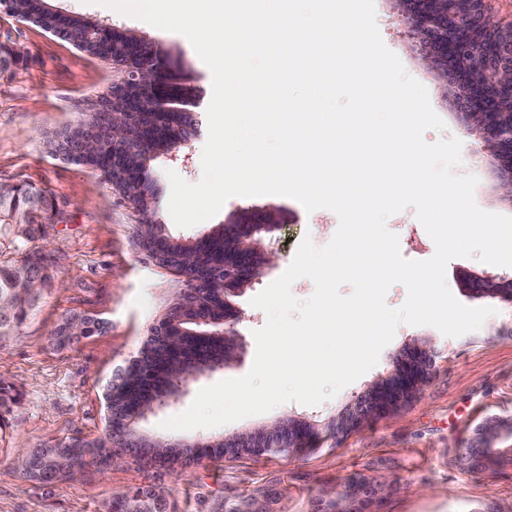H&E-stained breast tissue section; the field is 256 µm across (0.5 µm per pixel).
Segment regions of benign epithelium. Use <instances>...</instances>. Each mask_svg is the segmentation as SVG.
Returning a JSON list of instances; mask_svg holds the SVG:
<instances>
[{"label": "benign epithelium", "instance_id": "1", "mask_svg": "<svg viewBox=\"0 0 512 512\" xmlns=\"http://www.w3.org/2000/svg\"><path fill=\"white\" fill-rule=\"evenodd\" d=\"M485 0H399L400 16L408 36L415 43L426 69L448 92L464 89L466 102L458 117L467 134H477L482 148L472 154V160L495 171L507 187L512 201V23L502 25L495 16L485 11ZM51 34L64 39L75 48L84 47L86 33L72 25L52 27ZM122 68L121 81L112 86V103L105 98H90L85 115L94 117L103 112L112 125V152L93 156L68 155L72 161L100 174L112 173V184H121L123 168L128 155L144 151L155 134L150 124L140 123L134 115L149 98L153 111L173 112L180 120L167 131L169 156L179 157L195 133L198 120L193 112L182 108L183 100L169 89L171 69L156 48L140 42L127 45L124 58L118 62ZM53 203L40 196L32 197L28 207L13 212L10 223H19V217L30 211H47ZM156 211L139 218L136 242L145 256L157 267L177 275L182 282L178 299L188 302L197 295L195 281L189 274L193 257L183 256L177 264L162 259V236L152 233L154 250L144 249L145 229L157 224ZM281 223L280 211L268 205L261 209L243 207L232 213L224 225V254L234 259V265L224 270V367L237 359L242 344L238 325L243 319L229 299L230 293L252 282L261 270L272 265L276 252L269 245L272 233ZM46 269L34 270L23 262L13 271L15 287L20 297L0 298V316L10 318L28 309L46 286ZM464 290L473 298L498 300L512 307V278L493 275L467 274L462 279ZM164 316H159L149 329V336L168 340L178 348L182 341L170 336ZM437 353L436 340L427 337L415 339L393 360V370L358 396L352 410L341 414L327 426L328 435L337 438L358 428L365 421L377 416H392L405 403L421 396L432 375ZM161 403L153 401L133 412L112 415V429L126 426L140 415L153 413ZM512 434V422L505 426L496 419L481 424L474 438L480 443H495L504 430ZM315 430L293 419H282L258 432L238 433L230 437L238 452L253 455L293 454L298 443ZM190 448L201 463L216 453L214 445L205 440L169 443L162 440L146 441L145 447L156 446ZM385 491L381 484H352L345 481L336 485L332 495L324 502L336 504V512H372L373 503Z\"/></svg>", "mask_w": 512, "mask_h": 512}]
</instances>
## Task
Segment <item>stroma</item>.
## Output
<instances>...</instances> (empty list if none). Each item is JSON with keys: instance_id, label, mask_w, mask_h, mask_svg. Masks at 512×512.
Instances as JSON below:
<instances>
[{"instance_id": "35a3bbf8", "label": "stroma", "mask_w": 512, "mask_h": 512, "mask_svg": "<svg viewBox=\"0 0 512 512\" xmlns=\"http://www.w3.org/2000/svg\"><path fill=\"white\" fill-rule=\"evenodd\" d=\"M54 9L133 31L169 57L194 90L199 134L189 144L186 161L162 155L149 163L159 215L167 235L181 239L208 236L243 207L276 205L284 222L273 237L277 262L235 297L244 312L239 362L191 380L178 397L140 423L150 437L170 440L225 438L256 431L291 417L317 426L319 440L294 456L241 455L203 463L170 465L127 459L121 467L87 466L75 481L39 483L22 478L18 462L28 451L66 441L93 439L106 425L105 387L112 375L136 356L149 327L179 286L177 278L149 264L132 234L138 213L93 170L47 152L44 142L55 132L83 119L84 100L109 96L119 76L111 63L77 50L40 27L0 10V45L23 47V55L0 71V182L41 189L63 221L27 229L0 226V253L13 260L41 258L61 287L45 289L26 320L0 338V512H110L112 493L137 487L164 490L176 512H198L199 497L209 505L227 496L249 495L254 487L287 488L273 502V512H312L318 495L351 477L383 482L387 491L375 512H497L512 503V461L479 471L463 468L457 457L487 417L512 418V307L495 302L496 312L476 331L441 337L434 374L422 397L389 419L362 424L338 439L325 438L327 424L351 405L358 394L384 376L393 359L411 340L437 334L431 326H399L378 363L334 398L316 406L284 403L259 415L189 431L162 428V421L185 411L198 392L225 379L246 375L253 364V332L267 315L251 303L289 267L304 237L327 244L338 227L330 210L307 212L282 196L232 197L212 218L189 228L178 227L169 211L168 171L185 181L202 178L201 155L208 137L207 108L212 73L182 34L162 30L117 13L94 0H49ZM377 24L385 45L407 72L423 84L445 131H428L426 141L461 138L466 151L478 149L475 138H462L449 95L416 59L396 0H375ZM462 172L475 175V200L488 212L512 216L493 176L464 162ZM399 237L402 255L424 261L435 245L406 209L387 221ZM512 277V267L471 258H455L446 267V282L462 304L475 306L461 286L463 273ZM103 321L102 335L61 348L52 336L69 314Z\"/></svg>"}]
</instances>
